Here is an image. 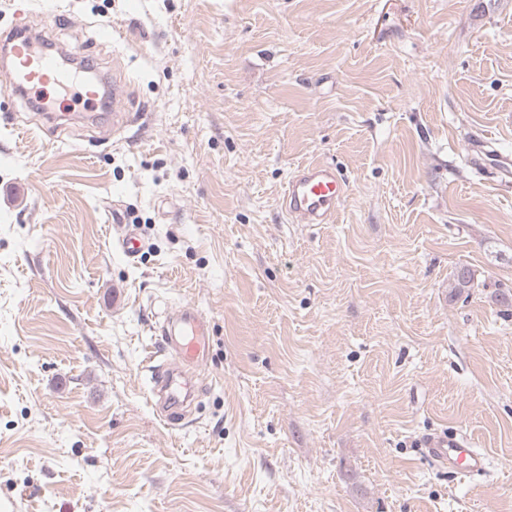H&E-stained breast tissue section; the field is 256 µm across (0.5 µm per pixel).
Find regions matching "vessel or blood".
Here are the masks:
<instances>
[{"label": "vessel or blood", "mask_w": 512, "mask_h": 512, "mask_svg": "<svg viewBox=\"0 0 512 512\" xmlns=\"http://www.w3.org/2000/svg\"><path fill=\"white\" fill-rule=\"evenodd\" d=\"M0 44L5 47L0 65L11 70V93L34 91L49 83L63 91L77 85L86 102L98 100L97 86L78 81L74 72L61 69L43 37L33 36L28 27H14L0 39ZM344 193V184L335 169L315 163L289 178L283 203L287 214L299 223L326 224ZM160 334L165 355H150L147 369L160 417L168 426L178 427L186 420L185 407L193 395L192 375L206 361L210 321L198 308L184 305L166 316ZM423 446L434 462L459 474L480 472L487 466L486 457L464 438L433 433L424 438Z\"/></svg>", "instance_id": "1"}]
</instances>
